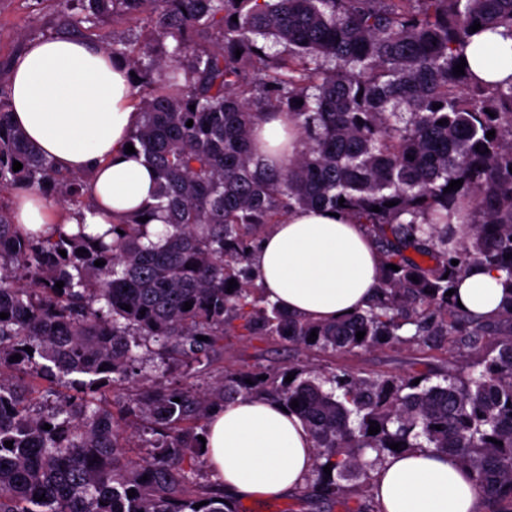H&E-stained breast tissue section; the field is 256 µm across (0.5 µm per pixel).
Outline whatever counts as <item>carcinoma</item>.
Here are the masks:
<instances>
[{
  "label": "carcinoma",
  "instance_id": "1",
  "mask_svg": "<svg viewBox=\"0 0 512 512\" xmlns=\"http://www.w3.org/2000/svg\"><path fill=\"white\" fill-rule=\"evenodd\" d=\"M58 2L80 7L86 23L140 22V33L106 34L100 44L138 76L141 120L129 142L157 172L166 232L144 244L147 223L133 215L112 225L106 244L92 224L34 233L12 223L20 189L75 214L90 200L88 175L55 168L12 125L0 69V313L9 314L0 318V512H239L195 471L197 429L240 396L298 401L294 412L315 442L312 492L323 503L377 512L371 498L349 505L345 482L369 480L399 442L455 456L492 512H512V79L487 84L454 72L474 37L512 39V0ZM269 40L283 51L267 53ZM265 112L292 117L303 140L282 169L255 157L253 127ZM459 179L460 189L444 192ZM313 207L365 225L379 253L377 296L339 322L288 315L246 266L265 227ZM472 266L496 271L509 288L495 319L446 295ZM229 334L309 354L429 336L470 351L485 336L499 341L479 377L450 372L431 386L303 361L276 372L227 370L206 389L159 383L105 405L116 388L137 383L140 341L161 343L167 358L201 374ZM15 354L21 359L10 361ZM65 376L71 392L51 412H34L31 394ZM138 419L153 438L148 456L133 461L126 449Z\"/></svg>",
  "mask_w": 512,
  "mask_h": 512
}]
</instances>
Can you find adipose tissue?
Masks as SVG:
<instances>
[{
	"instance_id": "1",
	"label": "adipose tissue",
	"mask_w": 512,
	"mask_h": 512,
	"mask_svg": "<svg viewBox=\"0 0 512 512\" xmlns=\"http://www.w3.org/2000/svg\"><path fill=\"white\" fill-rule=\"evenodd\" d=\"M473 74L488 82L512 77V40L476 41L467 51ZM13 123L63 171L90 177L92 209L67 215L38 192L14 198L12 221L37 232L57 223L109 228L132 210L148 216L157 238L162 214L152 212L156 173L126 151L140 120L127 63L99 44L62 36L29 42L10 65ZM253 139L287 145L303 141L280 113L263 114ZM251 275L269 300L291 314L334 322L366 307L379 283L378 252L364 225L322 209L295 210L260 236ZM465 309L497 315L503 288L496 272L474 267L457 285ZM208 464L224 491L244 501H274L299 489L313 469L314 440L305 423L281 404L241 398L214 409L208 420ZM378 512H482L470 472L447 454L416 449L388 456L372 475Z\"/></svg>"
}]
</instances>
